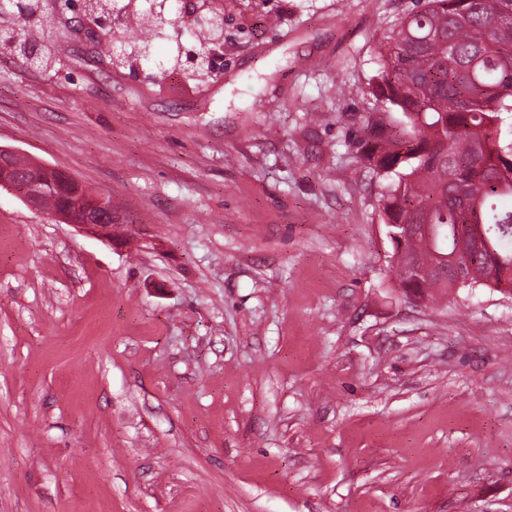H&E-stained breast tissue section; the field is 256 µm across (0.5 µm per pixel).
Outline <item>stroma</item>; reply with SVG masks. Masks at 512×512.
I'll list each match as a JSON object with an SVG mask.
<instances>
[{"instance_id":"stroma-1","label":"stroma","mask_w":512,"mask_h":512,"mask_svg":"<svg viewBox=\"0 0 512 512\" xmlns=\"http://www.w3.org/2000/svg\"><path fill=\"white\" fill-rule=\"evenodd\" d=\"M415 6L224 0L202 78L39 0L0 146L111 196L122 242L0 191V512H512V294L406 296L362 159Z\"/></svg>"}]
</instances>
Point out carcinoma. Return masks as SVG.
<instances>
[{"label":"carcinoma","mask_w":512,"mask_h":512,"mask_svg":"<svg viewBox=\"0 0 512 512\" xmlns=\"http://www.w3.org/2000/svg\"><path fill=\"white\" fill-rule=\"evenodd\" d=\"M21 3L20 53L34 61L46 24L35 0ZM113 9L119 24L111 41L148 60L152 41L166 38L170 26L146 13L141 0L92 5L98 19ZM174 18L201 46L216 37L188 14ZM134 25L146 27L148 38L126 36ZM380 45L371 91L376 115L366 119L363 158L387 181L383 224L390 235L403 224L440 225L447 253L468 276L456 285L453 272L434 268L415 288L425 296L432 288L512 286V141H501V128L512 127V0H422ZM75 185L56 176L43 207L60 208ZM477 228L487 243L481 250L473 243ZM405 249L423 266L433 262L418 237Z\"/></svg>","instance_id":"cac0c4a2"}]
</instances>
